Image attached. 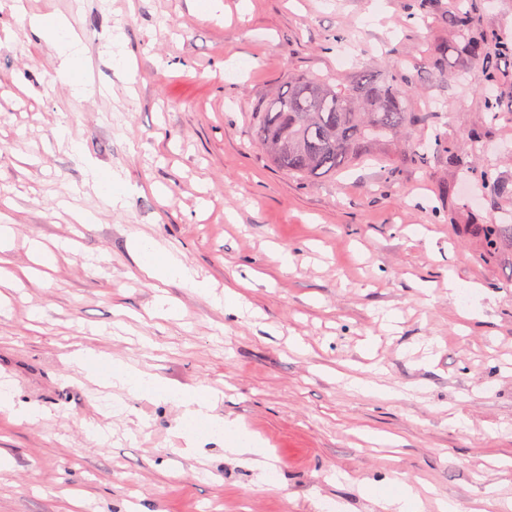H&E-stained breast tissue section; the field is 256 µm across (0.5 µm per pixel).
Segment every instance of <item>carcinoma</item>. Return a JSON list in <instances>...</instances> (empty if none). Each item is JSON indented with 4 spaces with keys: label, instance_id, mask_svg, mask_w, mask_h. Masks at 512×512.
<instances>
[{
    "label": "carcinoma",
    "instance_id": "cac0c4a2",
    "mask_svg": "<svg viewBox=\"0 0 512 512\" xmlns=\"http://www.w3.org/2000/svg\"><path fill=\"white\" fill-rule=\"evenodd\" d=\"M451 23L464 32L477 27L465 7L453 13ZM486 45L482 37L465 45V51L485 61L476 78L482 88L496 80ZM423 120L421 113L409 111L405 96L391 83L366 71L345 83L300 74L256 113L259 139L272 163L303 182L336 175ZM474 234L493 254L502 241L512 239V224H476Z\"/></svg>",
    "mask_w": 512,
    "mask_h": 512
}]
</instances>
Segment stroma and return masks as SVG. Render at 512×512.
<instances>
[{
	"mask_svg": "<svg viewBox=\"0 0 512 512\" xmlns=\"http://www.w3.org/2000/svg\"><path fill=\"white\" fill-rule=\"evenodd\" d=\"M218 4L0 0V382L39 414L0 411V512H380L363 484L400 475L423 512H507L512 241L490 256L469 227L512 224V0H467L502 45L487 91L455 0L420 19L413 0ZM48 11L82 41L84 94L25 25ZM360 71L408 91L425 117L408 142L441 135L459 163L388 145L309 184L275 167L257 107L292 76ZM91 165L127 184L117 206L84 185ZM487 172L504 192L475 191ZM142 240L205 290L148 277ZM241 281L239 314L218 299ZM85 349L99 374L121 363L217 394L268 471L195 433L177 401L87 378L70 361Z\"/></svg>",
	"mask_w": 512,
	"mask_h": 512,
	"instance_id": "obj_1",
	"label": "stroma"
}]
</instances>
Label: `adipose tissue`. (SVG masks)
<instances>
[{
	"label": "adipose tissue",
	"mask_w": 512,
	"mask_h": 512,
	"mask_svg": "<svg viewBox=\"0 0 512 512\" xmlns=\"http://www.w3.org/2000/svg\"><path fill=\"white\" fill-rule=\"evenodd\" d=\"M30 28L54 44L62 72L70 73L74 61L82 52V45L78 35L70 30L67 19L48 13L31 18ZM135 250L141 269L149 276L160 280L177 277L189 287H196L197 282L190 269L165 247L155 242H141L136 244ZM109 382L132 394L153 391L172 397L183 406L185 418H210L216 428L224 431L227 437L226 451L231 455L250 459L262 454L251 439L241 435L237 422L213 416L215 394L189 395L169 387L159 377L122 365L113 366ZM396 485L397 489L393 492H385L372 485L366 486L365 492L375 504L380 505L382 512H422V500L409 481L402 478L397 480Z\"/></svg>",
	"instance_id": "obj_1"
}]
</instances>
